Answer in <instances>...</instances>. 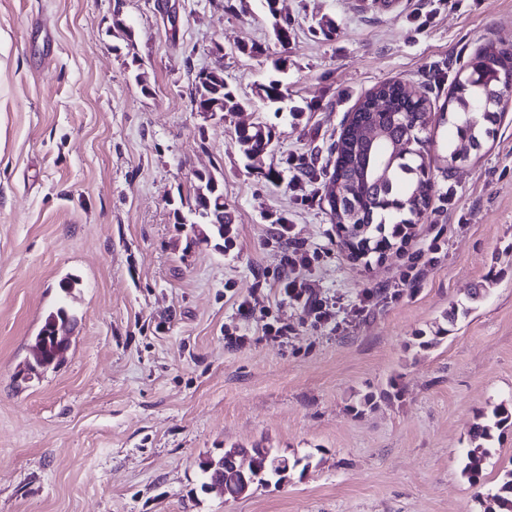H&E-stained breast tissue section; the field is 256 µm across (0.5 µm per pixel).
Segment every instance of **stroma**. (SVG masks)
Listing matches in <instances>:
<instances>
[{"mask_svg": "<svg viewBox=\"0 0 512 512\" xmlns=\"http://www.w3.org/2000/svg\"><path fill=\"white\" fill-rule=\"evenodd\" d=\"M279 9L284 45L262 0H0V512H484L512 469L509 430L481 485L463 472L478 416L512 405V106L455 169V129L433 122L431 202L384 254L350 257L324 189L358 100L394 79L439 112L476 52L512 50V0ZM279 58L275 106L257 89ZM217 64L243 111L193 110L196 73ZM259 122L272 141L249 161L235 129ZM197 171L224 187L231 245L186 246L173 211ZM279 217L321 254L297 274L331 322L279 294ZM437 235L438 260L402 284ZM68 277L70 349L29 371ZM468 288L484 291L475 310L420 349ZM275 322L287 336H265ZM229 448L310 466L227 500L199 463Z\"/></svg>", "mask_w": 512, "mask_h": 512, "instance_id": "stroma-1", "label": "stroma"}]
</instances>
